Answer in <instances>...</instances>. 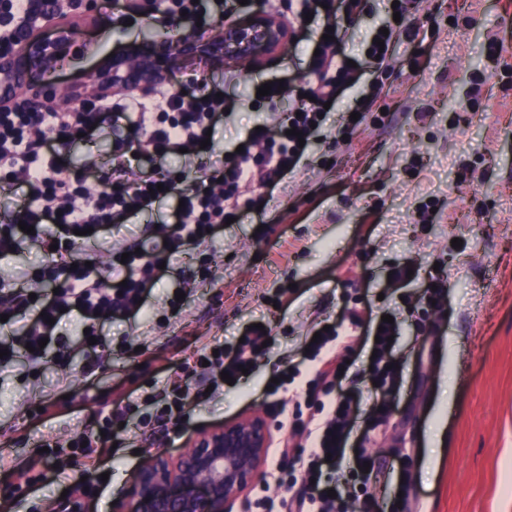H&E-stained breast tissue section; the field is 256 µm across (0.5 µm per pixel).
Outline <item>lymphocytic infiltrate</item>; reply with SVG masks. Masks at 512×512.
I'll return each instance as SVG.
<instances>
[{
	"instance_id": "f902f5d3",
	"label": "lymphocytic infiltrate",
	"mask_w": 512,
	"mask_h": 512,
	"mask_svg": "<svg viewBox=\"0 0 512 512\" xmlns=\"http://www.w3.org/2000/svg\"><path fill=\"white\" fill-rule=\"evenodd\" d=\"M46 3L0 0V53L14 48L22 30ZM304 5L306 12L319 15L322 28L331 32L336 54H343V29L359 17L363 0H304ZM153 90L150 101L127 88L99 96L91 107L84 100L69 98L59 108L34 112L26 100L18 98L0 108V189L24 187L13 208L0 213V258L25 243L44 254L50 246L63 251L77 243L91 259L105 243L103 229L122 223L131 211L150 206L154 188L178 192L184 202L174 223L149 226L142 238L113 250L110 283L93 278L91 267L72 273L56 262L46 264L39 274L41 281L55 283L56 291L34 298L29 289L0 281V315H7L9 329L8 338L0 340V351L13 357L30 346L39 359L45 355L39 343L50 336L53 321L68 317L83 326L137 315L140 300L147 298L149 285L161 277L163 269H174L189 249L214 242L232 193L249 186L255 171H263L265 184L271 186L294 173L303 154L302 142L321 122L324 103L336 96L332 88L320 91L303 99L297 114L288 115L279 126L249 130L242 152L223 162L208 160L201 147L207 131L215 129L223 117L224 101L216 89L202 80L191 95L179 96L162 80ZM105 130L112 136V171L101 175L103 189L94 194L84 186L85 174L73 171L65 160L58 141L71 143L81 136L90 142ZM182 149L201 161L203 177L193 187L182 188L174 177L133 167L140 157L162 163ZM28 225L33 228L29 234L24 231ZM398 330V324L387 322L371 328L377 353L369 360L368 374L355 371L345 377L351 384L349 394L336 393L345 363L335 355L343 336L334 325L321 332L318 340H305L303 358L308 370L291 363L277 371L270 390L277 399L273 413L280 418V428L290 429L298 438L292 454L308 459L306 479L287 503L288 512H348L350 499L366 487V452L347 453L351 415L363 404L368 408L370 430L386 425L390 400L401 382L391 342ZM270 337V331L252 327L233 347L218 340L207 343L203 363L194 364L190 371L191 376L202 378V386L194 390L162 386L150 396L151 409L146 413L140 410V396L132 393L119 411L139 415L143 432L167 425L179 429L188 420L187 404L205 398L206 387H223L225 377L239 380L244 370L255 369L267 353L265 343ZM365 377L371 384L364 388L360 382ZM300 378L305 381L304 392L295 403H287L284 393ZM340 464L345 465L350 484L334 477V468Z\"/></svg>"
}]
</instances>
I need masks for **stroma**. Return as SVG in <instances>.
<instances>
[{"label": "stroma", "mask_w": 512, "mask_h": 512, "mask_svg": "<svg viewBox=\"0 0 512 512\" xmlns=\"http://www.w3.org/2000/svg\"><path fill=\"white\" fill-rule=\"evenodd\" d=\"M65 8L78 42L52 73L62 98L90 93L111 54L167 37L143 18L117 29L110 11L85 15L82 0ZM392 18V0H366L346 40L360 63L355 80L328 109L300 169L276 189L258 184L240 196L216 241L183 259L182 275L206 266L215 285L178 299L169 328L155 324L169 314L181 275H163L136 318L97 323L98 347L84 346L66 319L41 362L21 354L0 367V512H54L66 490L84 494L90 512H114L132 470L156 449L175 456L196 430L264 415L272 372L298 358L315 324H344L353 312H389L400 327L401 387L385 436L367 446L377 512H394L402 496L409 512H512V0H422L379 70L367 50ZM307 62V42H292L252 66H177L169 83L190 92L201 70L212 75L226 107L214 133L222 158L254 123H277L299 105L310 89ZM279 80L283 97L259 96L262 84ZM360 110L363 123L346 128V113ZM178 205L174 193L156 200L125 221L122 235L174 222ZM423 205L432 209L425 219ZM403 266L418 269V280L396 279ZM433 275L448 290L439 310L416 302ZM257 322L272 329L265 360L192 403L175 439L70 447L131 390L183 378L199 338L229 346ZM151 327L145 355L119 350L122 337ZM306 468L271 451L260 480L278 501L290 495L282 473L299 479Z\"/></svg>", "instance_id": "obj_1"}]
</instances>
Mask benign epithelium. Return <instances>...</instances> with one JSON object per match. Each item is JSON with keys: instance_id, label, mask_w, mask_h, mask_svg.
I'll list each match as a JSON object with an SVG mask.
<instances>
[{"instance_id": "benign-epithelium-1", "label": "benign epithelium", "mask_w": 512, "mask_h": 512, "mask_svg": "<svg viewBox=\"0 0 512 512\" xmlns=\"http://www.w3.org/2000/svg\"><path fill=\"white\" fill-rule=\"evenodd\" d=\"M42 21L54 30L53 39L29 30L16 48L0 54V106L12 99L18 86L27 84L32 72L49 75L67 55L74 29L57 21L52 12ZM258 37L267 51L274 52L288 43L289 33L280 19L258 11L247 22L226 21L216 34L185 38L172 49L155 42L130 47L99 69L95 93L148 86L175 62L188 66L222 58L251 62ZM52 85L49 79L31 94L32 111L41 112L52 102ZM269 442V423L260 415L201 430L191 446L176 457L162 450L151 454L133 473L116 512H233L237 495L256 482ZM58 512H86L84 496L63 499Z\"/></svg>"}]
</instances>
